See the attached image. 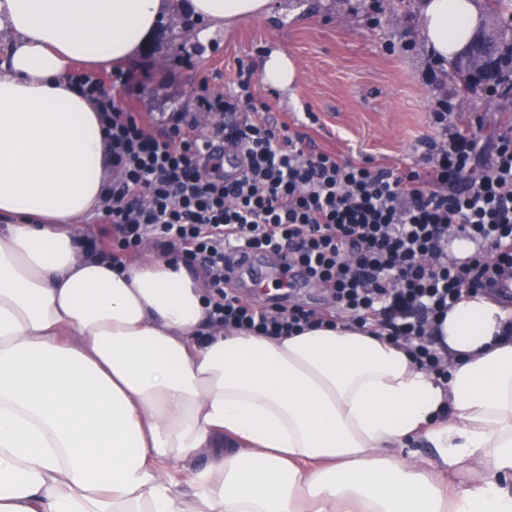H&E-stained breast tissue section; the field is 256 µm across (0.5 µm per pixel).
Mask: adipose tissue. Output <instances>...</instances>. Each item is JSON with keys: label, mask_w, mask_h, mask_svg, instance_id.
I'll return each mask as SVG.
<instances>
[{"label": "adipose tissue", "mask_w": 512, "mask_h": 512, "mask_svg": "<svg viewBox=\"0 0 512 512\" xmlns=\"http://www.w3.org/2000/svg\"><path fill=\"white\" fill-rule=\"evenodd\" d=\"M269 4L189 7L215 34ZM175 6L0 0V512H512L511 311L448 310L444 381L356 325L215 327L182 262L116 265L80 235L108 150L70 69L132 60ZM480 20L474 0L420 4L438 60ZM413 440L434 456H402ZM473 463L480 480L448 482Z\"/></svg>", "instance_id": "ef3b65f1"}]
</instances>
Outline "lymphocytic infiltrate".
Listing matches in <instances>:
<instances>
[{
  "label": "lymphocytic infiltrate",
  "mask_w": 512,
  "mask_h": 512,
  "mask_svg": "<svg viewBox=\"0 0 512 512\" xmlns=\"http://www.w3.org/2000/svg\"><path fill=\"white\" fill-rule=\"evenodd\" d=\"M71 81L98 108L112 157L101 209L122 251L143 240L179 249L200 265L213 323L267 336H288L312 323L374 322L405 344L419 368L448 378L433 327L466 294L495 296L512 274V125L484 149L482 126H459L438 101L439 136L424 139V171L395 172L341 162L283 134L255 103L250 81L231 94L195 93L217 114L203 126L194 114H172L148 132L104 81L89 72ZM234 151L236 177L224 170ZM463 237L477 249L450 257ZM283 254L331 301L322 309H269L226 286L230 253Z\"/></svg>",
  "instance_id": "1"
}]
</instances>
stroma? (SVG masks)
Listing matches in <instances>:
<instances>
[{
    "label": "stroma",
    "instance_id": "stroma-1",
    "mask_svg": "<svg viewBox=\"0 0 512 512\" xmlns=\"http://www.w3.org/2000/svg\"><path fill=\"white\" fill-rule=\"evenodd\" d=\"M421 0H270V12L238 21L208 42L182 34V12L166 14L133 61L134 82L112 93L158 130L169 112L198 109L194 87L231 91L238 73L250 77L256 102L271 122L287 124L315 150L355 164L408 170L422 163L424 138L435 136L431 110L444 99L466 121H481L483 141L512 119V94L489 87L463 89L446 62L430 56L420 38ZM273 48L295 61L292 93L265 85L259 63Z\"/></svg>",
    "mask_w": 512,
    "mask_h": 512
}]
</instances>
